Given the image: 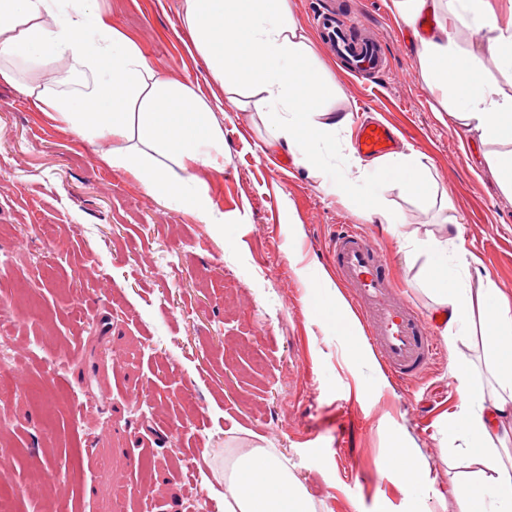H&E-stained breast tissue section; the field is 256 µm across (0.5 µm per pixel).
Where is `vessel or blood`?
I'll return each instance as SVG.
<instances>
[{"label":"vessel or blood","mask_w":512,"mask_h":512,"mask_svg":"<svg viewBox=\"0 0 512 512\" xmlns=\"http://www.w3.org/2000/svg\"><path fill=\"white\" fill-rule=\"evenodd\" d=\"M311 18L322 43L344 72L363 76L385 71V49L380 42L362 36L363 23L358 17L339 16L317 4ZM395 143L390 126L375 120L358 127L353 147L361 156L376 158L392 153ZM329 261L337 281L351 288V302L366 335L391 375L408 382L431 369L440 354L433 337L439 321L420 314L409 303L374 236L360 226L338 225Z\"/></svg>","instance_id":"obj_1"}]
</instances>
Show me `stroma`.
Here are the masks:
<instances>
[{
    "label": "stroma",
    "instance_id": "obj_1",
    "mask_svg": "<svg viewBox=\"0 0 512 512\" xmlns=\"http://www.w3.org/2000/svg\"><path fill=\"white\" fill-rule=\"evenodd\" d=\"M385 2L332 0L370 25L390 67L372 90L323 56L336 75L326 103L389 124L451 207L391 184L381 194L405 221L370 230L422 312L438 307L425 258L398 247L441 238L450 215L475 270L512 298V196L476 134L432 110L413 32ZM98 5L157 70L209 91L180 0ZM264 134L262 116L224 120L218 235L101 165L96 146L0 78V512H224V460L257 446L287 458L316 512H461L449 477L476 467L455 370L472 364L490 387L479 337H456L407 386L367 357L366 336L336 321L348 290L325 260L334 226L365 224V209L289 155L266 157ZM399 445L420 467L415 485L383 466Z\"/></svg>",
    "mask_w": 512,
    "mask_h": 512
}]
</instances>
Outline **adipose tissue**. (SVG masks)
Wrapping results in <instances>:
<instances>
[{"mask_svg":"<svg viewBox=\"0 0 512 512\" xmlns=\"http://www.w3.org/2000/svg\"><path fill=\"white\" fill-rule=\"evenodd\" d=\"M393 15L412 25L431 15L435 26L415 50L416 71L434 111L449 113L485 145L487 167L512 194V0H390ZM180 21L218 93L158 72L139 43L112 26L93 0H0V75L18 63L34 75L25 95L38 110L89 143L108 142L99 160L133 175L145 192L198 223L217 226L224 215L209 194L224 171V124L215 111L266 117L265 147L312 168L329 158L336 139L351 131L347 113L323 110L321 63L288 0H182ZM67 66L72 86L47 79ZM247 100H239L240 88ZM356 177H324L321 188L357 197L369 220L394 225L399 214L376 187L406 178L414 195L431 200L437 182L416 154L395 153L361 163ZM442 238L420 241L425 283L448 311L444 336L479 324L486 366L495 385L484 390L471 368L456 370L461 426L478 477H452L464 504L479 512H512V302L481 277L479 289L461 285L469 263L461 226L449 219ZM224 512H313L304 485L272 448H252L224 461Z\"/></svg>","mask_w":512,"mask_h":512,"instance_id":"adipose-tissue-1","label":"adipose tissue"}]
</instances>
